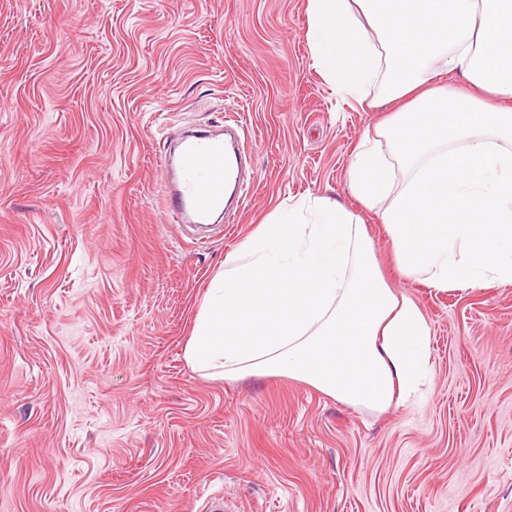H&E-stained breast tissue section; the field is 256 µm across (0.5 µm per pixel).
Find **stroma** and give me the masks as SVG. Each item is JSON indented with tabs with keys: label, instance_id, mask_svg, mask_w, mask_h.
I'll use <instances>...</instances> for the list:
<instances>
[{
	"label": "stroma",
	"instance_id": "35a3bbf8",
	"mask_svg": "<svg viewBox=\"0 0 512 512\" xmlns=\"http://www.w3.org/2000/svg\"><path fill=\"white\" fill-rule=\"evenodd\" d=\"M307 26L306 0H0V512H512V283L397 274L348 180L390 110L337 106ZM240 117L251 202L194 240L159 158ZM322 195L429 323L418 394L382 411L183 356L225 256Z\"/></svg>",
	"mask_w": 512,
	"mask_h": 512
}]
</instances>
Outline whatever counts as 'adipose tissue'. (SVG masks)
Instances as JSON below:
<instances>
[{
    "label": "adipose tissue",
    "mask_w": 512,
    "mask_h": 512,
    "mask_svg": "<svg viewBox=\"0 0 512 512\" xmlns=\"http://www.w3.org/2000/svg\"><path fill=\"white\" fill-rule=\"evenodd\" d=\"M306 11L313 63L336 93L396 107L357 146L349 182L377 209L399 273L436 289L512 283V0ZM429 336L419 306L384 281L365 225L322 196L278 208L225 257L184 357L217 378L287 375L381 410L423 375Z\"/></svg>",
    "instance_id": "adipose-tissue-1"
}]
</instances>
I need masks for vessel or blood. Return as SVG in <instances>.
Returning <instances> with one entry per match:
<instances>
[{
	"label": "vessel or blood",
	"instance_id": "vessel-or-blood-1",
	"mask_svg": "<svg viewBox=\"0 0 512 512\" xmlns=\"http://www.w3.org/2000/svg\"><path fill=\"white\" fill-rule=\"evenodd\" d=\"M229 154L223 139L206 135L186 140L178 157L163 156V207L170 223H205L224 206Z\"/></svg>",
	"mask_w": 512,
	"mask_h": 512
}]
</instances>
